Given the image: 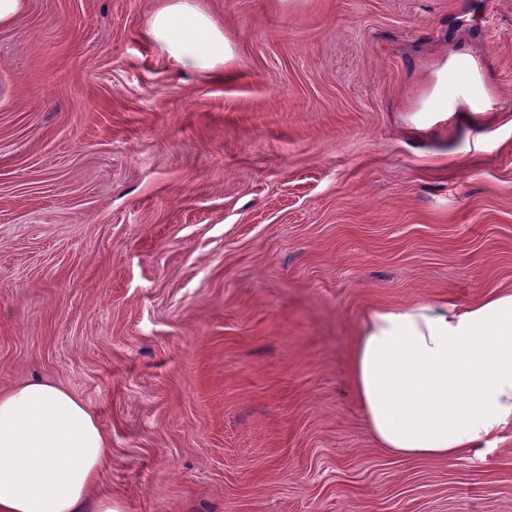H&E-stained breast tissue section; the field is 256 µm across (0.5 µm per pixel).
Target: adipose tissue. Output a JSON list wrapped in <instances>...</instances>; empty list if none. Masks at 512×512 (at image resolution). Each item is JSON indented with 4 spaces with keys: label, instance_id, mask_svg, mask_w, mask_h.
Returning a JSON list of instances; mask_svg holds the SVG:
<instances>
[{
    "label": "adipose tissue",
    "instance_id": "1",
    "mask_svg": "<svg viewBox=\"0 0 512 512\" xmlns=\"http://www.w3.org/2000/svg\"><path fill=\"white\" fill-rule=\"evenodd\" d=\"M149 33L182 69L224 63L226 40L191 0H171ZM466 69L471 92L448 96ZM429 91L441 111L489 109L490 89L470 55L449 52ZM348 369L370 431L391 453L460 459L512 429V290L464 306L415 301L363 316ZM109 440L72 392L32 381L0 393V512H113L93 499Z\"/></svg>",
    "mask_w": 512,
    "mask_h": 512
}]
</instances>
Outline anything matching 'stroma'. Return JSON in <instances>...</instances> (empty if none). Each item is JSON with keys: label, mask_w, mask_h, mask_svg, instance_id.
Returning <instances> with one entry per match:
<instances>
[{"label": "stroma", "mask_w": 512, "mask_h": 512, "mask_svg": "<svg viewBox=\"0 0 512 512\" xmlns=\"http://www.w3.org/2000/svg\"><path fill=\"white\" fill-rule=\"evenodd\" d=\"M24 0L0 29V391L69 389L114 512H512V430L456 461L374 443L366 311L512 288V0ZM478 121L420 106L449 50ZM149 33L182 69L224 66V32L188 0H175L155 13Z\"/></svg>", "instance_id": "1"}]
</instances>
